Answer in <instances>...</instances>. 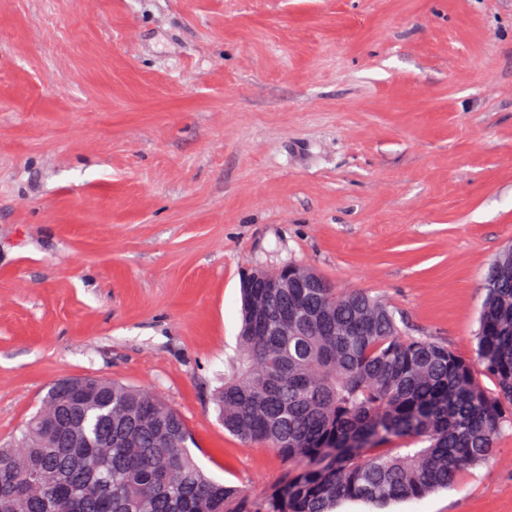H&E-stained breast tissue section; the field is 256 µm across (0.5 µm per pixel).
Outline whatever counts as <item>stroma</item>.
I'll use <instances>...</instances> for the list:
<instances>
[{
    "mask_svg": "<svg viewBox=\"0 0 512 512\" xmlns=\"http://www.w3.org/2000/svg\"><path fill=\"white\" fill-rule=\"evenodd\" d=\"M512 243V0H0V445L49 387L156 393L225 484L240 278L308 266L475 356ZM384 512H512V429Z\"/></svg>",
    "mask_w": 512,
    "mask_h": 512,
    "instance_id": "1",
    "label": "stroma"
}]
</instances>
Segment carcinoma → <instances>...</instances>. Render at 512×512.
Wrapping results in <instances>:
<instances>
[{
	"mask_svg": "<svg viewBox=\"0 0 512 512\" xmlns=\"http://www.w3.org/2000/svg\"><path fill=\"white\" fill-rule=\"evenodd\" d=\"M489 278L474 360L407 334L363 289L244 288L240 351L215 403L226 431L277 455L275 485L251 495L208 476L180 413L152 393L67 378L18 443L0 446V512H334L445 489L512 424V260L501 255ZM73 397L87 402L82 448L55 441L56 401Z\"/></svg>",
	"mask_w": 512,
	"mask_h": 512,
	"instance_id": "1",
	"label": "carcinoma"
}]
</instances>
